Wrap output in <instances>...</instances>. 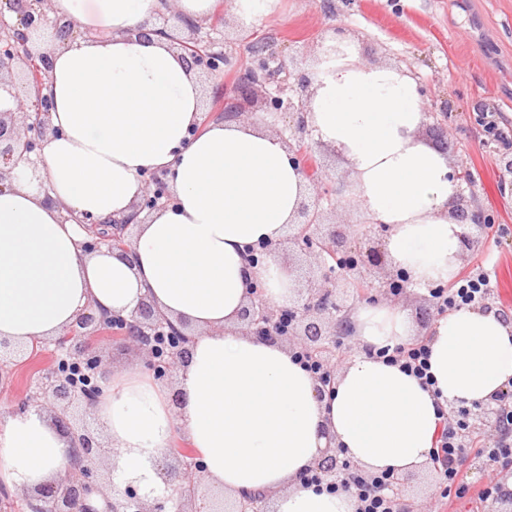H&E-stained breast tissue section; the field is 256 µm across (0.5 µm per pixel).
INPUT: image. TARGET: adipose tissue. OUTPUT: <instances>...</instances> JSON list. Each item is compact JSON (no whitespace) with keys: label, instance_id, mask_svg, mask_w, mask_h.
I'll list each match as a JSON object with an SVG mask.
<instances>
[{"label":"adipose tissue","instance_id":"adipose-tissue-1","mask_svg":"<svg viewBox=\"0 0 512 512\" xmlns=\"http://www.w3.org/2000/svg\"><path fill=\"white\" fill-rule=\"evenodd\" d=\"M165 0H50L53 17L81 38L39 40L51 63L43 94L56 128L39 164L49 192L0 188V340L58 336L89 309L127 314L153 301L189 326L180 404L137 371L109 370L95 414L112 446L113 490L165 496L158 462L183 434L209 486L231 495L270 492L275 512H355L347 492L301 485L335 447L363 472L412 473L430 461L439 409L491 402L512 384V321L464 307L427 339L434 388L378 358L410 342L408 310L379 301L351 316L355 350L320 387L281 341L237 332L245 291L288 306L294 284L277 261L251 263L250 245L277 244L305 199L306 181L284 142L259 120L199 129L202 89L163 34L137 26ZM342 56L315 70L307 120L350 174L345 204L387 225L388 263L416 286L452 282L466 247L451 213L456 186L446 151L426 140L423 100L402 70ZM166 171L177 201L137 225L133 262L82 252L79 219L130 214L142 174ZM71 438L45 413L0 420V483L26 490L63 475Z\"/></svg>","mask_w":512,"mask_h":512}]
</instances>
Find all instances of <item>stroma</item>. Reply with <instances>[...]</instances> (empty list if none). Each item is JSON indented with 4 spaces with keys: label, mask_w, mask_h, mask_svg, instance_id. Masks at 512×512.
<instances>
[{
    "label": "stroma",
    "mask_w": 512,
    "mask_h": 512,
    "mask_svg": "<svg viewBox=\"0 0 512 512\" xmlns=\"http://www.w3.org/2000/svg\"><path fill=\"white\" fill-rule=\"evenodd\" d=\"M203 25L236 63L221 77L199 73L202 125L224 115L217 94L236 81L245 64L241 40L270 41L292 59L293 71L317 65L326 26L342 27L362 56L409 72L424 85L438 122L447 124L451 162H463L474 178V202L495 216L466 252L461 273L492 266V307L512 318V174L500 163L512 154V0H279L261 23L246 26L219 0ZM102 360L117 369L148 370L149 358L124 343L119 330L96 341ZM56 362L42 350L19 366L0 370V417L23 410L26 394Z\"/></svg>",
    "instance_id": "1"
}]
</instances>
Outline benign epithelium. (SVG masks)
I'll list each match as a JSON object with an SVG mask.
<instances>
[{
    "instance_id": "benign-epithelium-1",
    "label": "benign epithelium",
    "mask_w": 512,
    "mask_h": 512,
    "mask_svg": "<svg viewBox=\"0 0 512 512\" xmlns=\"http://www.w3.org/2000/svg\"><path fill=\"white\" fill-rule=\"evenodd\" d=\"M45 0H0V89H4L17 104L15 112H0V188L13 185L19 179L20 164L27 165L36 176L39 188L49 193V188L37 176L39 157L46 140L56 135L51 124V104L40 88L34 86L29 76L32 60H39L43 71L50 69L47 54L37 51L31 38L39 31L52 27L58 37L65 40L75 31L68 23L49 17L41 8ZM174 16L192 32V37L179 41V48L190 43L208 42L205 48L189 56L190 64L209 72H216L220 65L232 64L230 56L215 49L210 38L201 35V26L187 21L179 12ZM245 51L250 55L249 63L239 69L236 86L224 89V110L227 116L238 115L239 94L253 86L264 89L260 100L262 121L288 117L292 122L285 125L288 132L285 143L294 163L302 170L307 180L308 202L301 206L295 222L288 230V242L297 250L314 257L317 261L321 283L300 294L292 305L279 308L269 303L258 289H252L250 300L240 314L242 330L261 339L277 340L302 347L331 366L330 377L336 375V344L350 334L346 322L347 299L343 285L351 286L363 281L367 270L387 263L383 247L375 244L349 242L348 223L343 213L351 207H343L332 200L333 195L343 196L349 190L345 184L329 186L323 172L313 173V130L306 114L309 107L312 76H295L290 73L286 59L270 50L268 46L247 40ZM288 80H278L280 74ZM452 179L457 184L452 214L463 226V239L472 243L470 227L493 224L492 216L467 204L465 188L472 187L471 178L465 176L463 166L453 167ZM176 198L169 189L166 178L151 172L145 179L144 192L135 205L134 213L122 218H109L107 224H118L122 233V244L115 247L92 231L99 224L94 219H84L87 236L78 243L84 252H95L102 246L112 254L128 257L131 253L129 230L137 217L147 211L152 213L173 203ZM334 213V222H323L325 212ZM411 290L405 278L390 279L381 285V297L395 300ZM289 326H284V320ZM121 326L122 339L149 357H159L158 341L170 338L171 344L164 364L155 366L162 376L179 375V367L187 358L188 334L176 328L155 305L143 300L127 315H108L89 311L82 313L61 337L45 342L53 346V354L59 356V367L48 372L35 385L26 398L28 406L40 411L56 406L62 411H76L82 405H91L103 389L104 365L94 341L106 330ZM27 348L21 344L11 345L0 341V366L16 365L25 360ZM88 372L85 384L78 385L69 372V367ZM76 450L77 474L70 472L58 480L26 490L25 501L28 512H270L268 495L245 493L240 498L230 499L222 495H211V505L206 510L194 509L190 504L208 490L204 480L205 466L189 448L178 446L163 453L161 470L170 495L163 499L147 500L137 489L129 486L120 497H112V482L98 480L102 462L109 458L108 447L102 445L97 434L86 426L66 427ZM314 471L324 484L334 487L347 475L346 460L334 448L326 449L318 460ZM404 479L397 477L383 487L398 505L399 512H425L405 495ZM100 499L105 508L94 505Z\"/></svg>"
}]
</instances>
